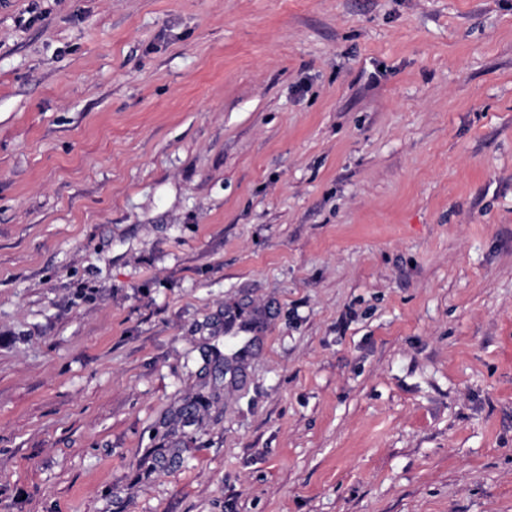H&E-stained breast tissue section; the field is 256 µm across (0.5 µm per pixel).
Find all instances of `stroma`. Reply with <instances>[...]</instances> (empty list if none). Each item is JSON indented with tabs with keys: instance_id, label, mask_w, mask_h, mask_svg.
Masks as SVG:
<instances>
[{
	"instance_id": "35a3bbf8",
	"label": "stroma",
	"mask_w": 512,
	"mask_h": 512,
	"mask_svg": "<svg viewBox=\"0 0 512 512\" xmlns=\"http://www.w3.org/2000/svg\"><path fill=\"white\" fill-rule=\"evenodd\" d=\"M0 512H512V0H0Z\"/></svg>"
}]
</instances>
